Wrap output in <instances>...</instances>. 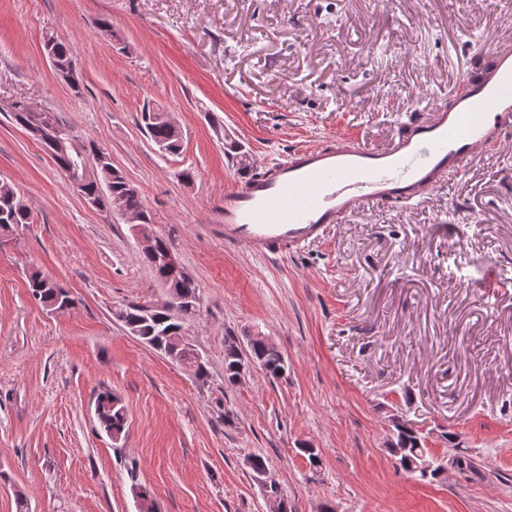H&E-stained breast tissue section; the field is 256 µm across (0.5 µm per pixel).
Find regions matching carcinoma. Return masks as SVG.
Returning a JSON list of instances; mask_svg holds the SVG:
<instances>
[{
    "instance_id": "cac0c4a2",
    "label": "carcinoma",
    "mask_w": 512,
    "mask_h": 512,
    "mask_svg": "<svg viewBox=\"0 0 512 512\" xmlns=\"http://www.w3.org/2000/svg\"><path fill=\"white\" fill-rule=\"evenodd\" d=\"M45 46L50 48L59 73L73 68L71 46L67 38L49 34ZM6 111L15 124L41 126L47 134L40 139L41 145L52 157L57 169L64 176L79 174L85 177V197L89 207L109 210L113 200L118 198L131 210L150 216L141 195L129 191L128 180L121 169L112 166L109 155L95 145L90 148H76L71 143L69 130L59 123L54 113L33 111L28 101L22 98L11 100ZM144 130L149 139L165 153L176 154L182 147V132L169 126L160 111L142 113ZM31 223V212L17 190L7 183L0 184V238L8 237L18 229ZM142 261L151 269L155 278L168 290L169 300L162 304L151 302L131 303L122 309L117 317L128 332L143 343L169 358L186 366L194 376L203 380L208 376L204 362L196 353L183 351L178 347V338L183 335L184 324L197 312L200 303L199 284L192 276H183L163 267L155 252L142 251ZM29 288L35 301L51 312H64L74 304L70 292L56 281L34 271L29 276ZM249 356L266 373L278 376L285 372L287 364L277 346L246 337ZM243 357L233 344L224 346V380L232 383L238 365ZM96 417L100 428L110 437L121 439L125 436L127 424L126 408L121 400L108 390H102L95 399ZM387 450L397 459L399 465L421 478H436L442 466L434 465L429 474L418 466L428 461L420 434L400 418L392 420V435Z\"/></svg>"
}]
</instances>
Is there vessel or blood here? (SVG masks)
Here are the masks:
<instances>
[{
  "instance_id": "b4317fda",
  "label": "vessel or blood",
  "mask_w": 512,
  "mask_h": 512,
  "mask_svg": "<svg viewBox=\"0 0 512 512\" xmlns=\"http://www.w3.org/2000/svg\"><path fill=\"white\" fill-rule=\"evenodd\" d=\"M462 78L427 117L387 148L331 138L293 150L224 193V242L276 258L320 240L364 205L406 203L464 174L476 155L512 136V47Z\"/></svg>"
}]
</instances>
